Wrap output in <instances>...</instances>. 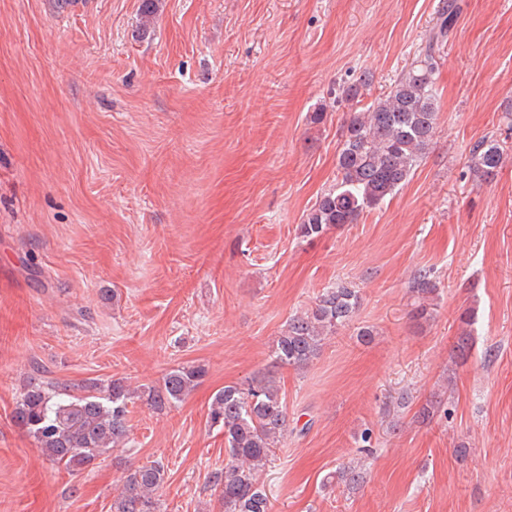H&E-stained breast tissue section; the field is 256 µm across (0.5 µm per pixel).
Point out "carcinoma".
<instances>
[{
	"instance_id": "1",
	"label": "carcinoma",
	"mask_w": 512,
	"mask_h": 512,
	"mask_svg": "<svg viewBox=\"0 0 512 512\" xmlns=\"http://www.w3.org/2000/svg\"><path fill=\"white\" fill-rule=\"evenodd\" d=\"M454 11L453 0H448L425 45L386 95L358 107L372 82L368 73L339 89L338 100L351 105L353 112L342 128L336 161L339 181L306 213L299 225L300 237L312 239L332 227L355 223L364 211L380 206L405 185L425 158L437 133L435 80L440 46L448 38ZM508 158L499 141L477 142L469 160L472 179L489 180ZM438 289L430 272L414 274L410 287L417 303L414 317H430L427 301ZM358 303V290L345 284L325 289L314 306L291 316L275 337L276 362L296 369L307 367L320 354L324 340L352 321ZM471 349V335L464 330L457 336V358L466 361ZM204 376V367L183 365L167 373L162 383L138 392L120 378L105 386L95 379L46 386L31 381L20 393L13 419L49 461L76 476L92 471L112 448L128 443L129 406L134 400L158 411L171 408ZM440 413L451 416L450 409L431 400L422 406L418 419L429 422ZM207 423L224 431L229 463L209 478L224 512H272L260 473L287 428L286 406L276 382L264 377L224 386L209 404ZM165 475V466L158 460L128 470L113 496L112 512H159L156 491ZM330 478L354 489L363 482L364 473L341 465Z\"/></svg>"
}]
</instances>
